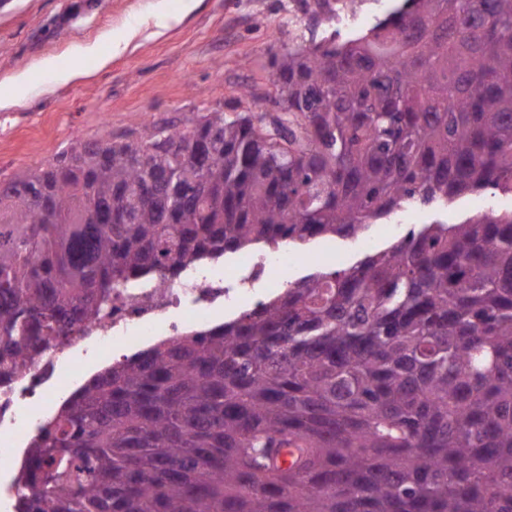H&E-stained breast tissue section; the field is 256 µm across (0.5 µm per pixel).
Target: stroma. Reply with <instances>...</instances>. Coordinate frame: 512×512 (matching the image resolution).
Segmentation results:
<instances>
[{
	"label": "stroma",
	"instance_id": "obj_1",
	"mask_svg": "<svg viewBox=\"0 0 512 512\" xmlns=\"http://www.w3.org/2000/svg\"><path fill=\"white\" fill-rule=\"evenodd\" d=\"M310 0H0V96L15 98L0 110V180L52 160L74 140L117 137L144 123L180 125L197 112L220 106L228 115L249 111L245 87L271 92V57L283 47L308 46L327 25L301 22ZM126 41L106 68L85 57V46ZM81 64L85 77L61 82L42 70ZM26 70V88L14 77ZM512 211V194L468 193L444 207L414 209L407 225L386 235L385 221L358 240L321 237L309 251L354 265L380 251L408 227L456 224L484 212Z\"/></svg>",
	"mask_w": 512,
	"mask_h": 512
}]
</instances>
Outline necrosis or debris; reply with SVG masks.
Instances as JSON below:
<instances>
[{
  "label": "necrosis or debris",
  "mask_w": 512,
  "mask_h": 512,
  "mask_svg": "<svg viewBox=\"0 0 512 512\" xmlns=\"http://www.w3.org/2000/svg\"><path fill=\"white\" fill-rule=\"evenodd\" d=\"M320 261L274 246L241 254L230 267L192 261L176 275L113 289L111 303L81 333L35 356L21 377L0 381V512H17L20 499L31 495L17 481V465L46 413L80 387L100 353L129 357L159 337L211 328L241 306L264 304L273 275L284 278L292 267Z\"/></svg>",
  "instance_id": "1"
}]
</instances>
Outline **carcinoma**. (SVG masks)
<instances>
[{
    "mask_svg": "<svg viewBox=\"0 0 512 512\" xmlns=\"http://www.w3.org/2000/svg\"><path fill=\"white\" fill-rule=\"evenodd\" d=\"M286 111L77 140L0 191V375L140 275L512 193V0H404L274 62ZM18 512H512V211L425 224L97 372Z\"/></svg>",
    "mask_w": 512,
    "mask_h": 512,
    "instance_id": "carcinoma-1",
    "label": "carcinoma"
}]
</instances>
